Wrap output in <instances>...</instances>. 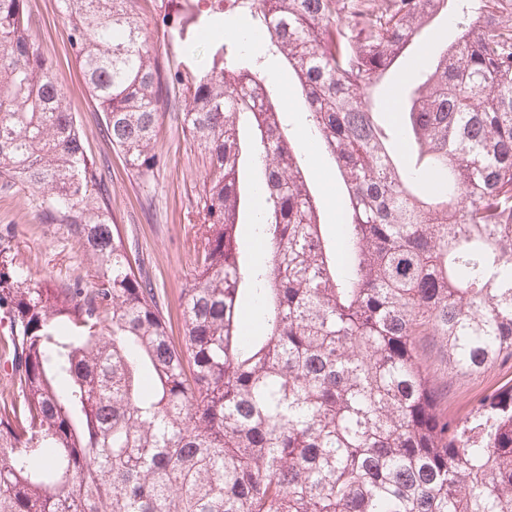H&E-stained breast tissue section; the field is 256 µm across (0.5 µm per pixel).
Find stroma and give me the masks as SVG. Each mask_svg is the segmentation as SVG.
I'll list each match as a JSON object with an SVG mask.
<instances>
[{
	"label": "stroma",
	"mask_w": 512,
	"mask_h": 512,
	"mask_svg": "<svg viewBox=\"0 0 512 512\" xmlns=\"http://www.w3.org/2000/svg\"><path fill=\"white\" fill-rule=\"evenodd\" d=\"M28 7L33 35L67 91L88 153L98 162L112 220L132 256L139 259L158 288L173 336H181L180 293L193 270L197 231L202 222L198 201L205 176L203 162L183 133L178 109L170 106L163 114L162 135L156 146L163 158L161 166L146 180L128 168L103 135L101 114L69 52L55 0H28ZM266 73L277 79L273 89L286 111L289 132L297 151H304V118L297 89L278 62H270ZM310 165L321 195L326 232L329 237H338L342 207L335 169L322 157L312 159ZM0 235L9 240L34 281L89 284L91 277L82 249L60 225L45 223L32 190L16 186L0 191ZM510 378L512 363L493 365L475 376H449V413L465 414L479 397Z\"/></svg>",
	"instance_id": "stroma-1"
}]
</instances>
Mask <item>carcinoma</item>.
Listing matches in <instances>:
<instances>
[{"label": "carcinoma", "instance_id": "carcinoma-1", "mask_svg": "<svg viewBox=\"0 0 512 512\" xmlns=\"http://www.w3.org/2000/svg\"><path fill=\"white\" fill-rule=\"evenodd\" d=\"M56 2L139 177L180 108L203 224L176 343L26 0H0V186L32 189L92 271L33 284L0 237V512H508L512 383L450 415L418 342L465 375L512 360V0ZM147 13L177 54L158 55ZM241 16L273 24L265 49L334 162L338 243L257 60L224 41ZM445 16L455 38L421 81L377 95ZM251 202L263 264L240 239Z\"/></svg>", "mask_w": 512, "mask_h": 512}]
</instances>
